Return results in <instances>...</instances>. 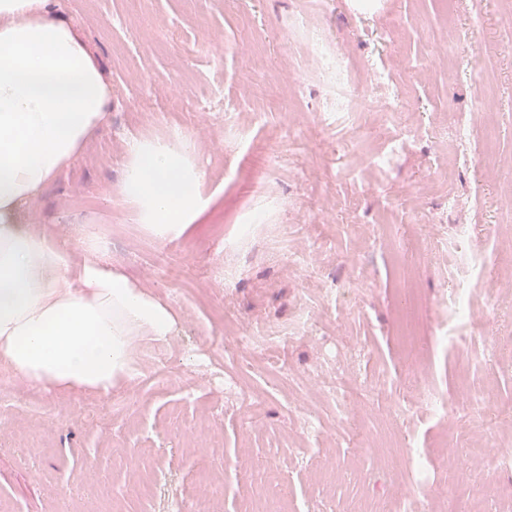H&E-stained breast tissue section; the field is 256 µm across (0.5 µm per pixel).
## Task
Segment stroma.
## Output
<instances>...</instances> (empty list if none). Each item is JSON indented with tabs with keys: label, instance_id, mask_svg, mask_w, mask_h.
<instances>
[{
	"label": "stroma",
	"instance_id": "stroma-1",
	"mask_svg": "<svg viewBox=\"0 0 512 512\" xmlns=\"http://www.w3.org/2000/svg\"><path fill=\"white\" fill-rule=\"evenodd\" d=\"M61 11L99 63L112 88L103 129L34 205L18 213L26 224L87 226L105 244L112 267L149 287L179 315L166 343L167 375L149 379L154 341L138 348L141 374L109 397L37 388L46 416L7 409L13 425L0 432V512H245L252 490L271 480L283 496L279 512H343L348 499L395 501L400 477L379 438L410 436L425 455L430 487L456 473L437 456L442 423L434 418L396 427L386 416L393 398L413 399L408 382L420 358L432 363L430 390L450 398L461 385L499 392L512 405V363L497 350L512 339V295L495 304L498 333L468 347H435L422 336L404 347L395 311L402 278L410 276L430 305L468 282L474 307H484L485 279L459 257L426 263L419 239L452 238L474 223L473 248L492 250L512 226V206L500 196L512 181V15L502 0H58ZM305 12L329 52L350 62L360 80L369 65L385 66L401 88L411 131L408 149L384 170L369 155L387 152L393 132L366 93L354 122L356 152L332 154L328 143L348 139L332 110L329 79L305 64L308 41L291 18ZM470 34L469 67L494 80L501 101L488 125L500 171L450 164L456 120L473 118L483 88L455 77L436 48L453 30ZM296 114L284 126V114ZM197 138L203 172V216L181 238L159 245L119 190L128 143L162 140L172 130ZM278 149L281 166L262 193L249 175ZM93 197L89 210L67 208L73 194ZM479 195L480 219L449 209V198ZM249 207L261 220L248 233L223 222L228 207ZM224 224L223 240L208 231ZM296 251L317 258L315 278L288 264ZM228 289L206 290L216 271ZM353 278L369 287L362 302L339 298L314 334L260 357L229 362L224 344L233 327L254 319L283 323L296 308L313 307L322 289ZM340 345L357 359L369 388L355 424L336 423L333 404L314 395L305 410L289 405L312 371L316 351ZM213 365L221 379L193 389L178 379ZM246 382L231 404L225 379ZM329 435L306 431L308 418Z\"/></svg>",
	"mask_w": 512,
	"mask_h": 512
}]
</instances>
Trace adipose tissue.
<instances>
[{
    "mask_svg": "<svg viewBox=\"0 0 512 512\" xmlns=\"http://www.w3.org/2000/svg\"><path fill=\"white\" fill-rule=\"evenodd\" d=\"M112 91L51 0H0V361L45 388L102 396L140 374L143 340L163 342L178 315L99 257L100 242L19 224L100 130ZM195 138L133 145L122 195L159 244L207 209Z\"/></svg>",
    "mask_w": 512,
    "mask_h": 512,
    "instance_id": "1",
    "label": "adipose tissue"
}]
</instances>
